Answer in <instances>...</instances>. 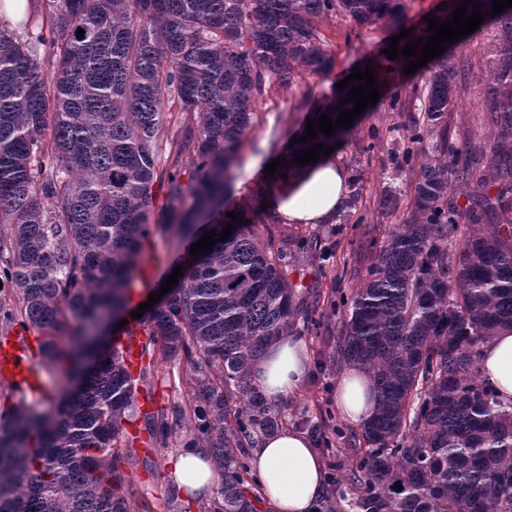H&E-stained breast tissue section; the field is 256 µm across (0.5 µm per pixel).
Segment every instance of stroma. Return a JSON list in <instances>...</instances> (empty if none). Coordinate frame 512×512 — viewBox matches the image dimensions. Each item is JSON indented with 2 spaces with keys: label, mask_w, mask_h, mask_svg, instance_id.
Returning a JSON list of instances; mask_svg holds the SVG:
<instances>
[{
  "label": "stroma",
  "mask_w": 512,
  "mask_h": 512,
  "mask_svg": "<svg viewBox=\"0 0 512 512\" xmlns=\"http://www.w3.org/2000/svg\"><path fill=\"white\" fill-rule=\"evenodd\" d=\"M442 0H404L400 25L381 20L364 25L346 15L333 16L319 25L335 57L332 70L320 76L303 75L291 86H273L259 106L255 128L246 137L240 163L225 208L243 212L251 208L263 188L265 167L288 147L290 138L355 67L382 56L391 38L401 29L422 27L423 18ZM417 79L401 75L393 80L390 98L368 113L348 134L339 155L349 177L357 178L360 200L345 222L283 224L262 214L254 231L259 241L285 254L288 282L299 308L290 330L301 338L310 356V371L296 394L279 405L281 425L305 433L313 442L324 466L326 493L338 512H359L357 490L350 483V469L361 456V427L340 415L336 407V382L342 373L333 357L339 336L340 317L352 291L363 281L377 250L403 223L412 210L411 169L402 163L403 135L420 115V102L412 93ZM483 98L479 85L462 92L448 114L449 143L462 147L469 134L486 138ZM402 192L400 208L386 213L379 200L387 180ZM189 248L187 240L155 233L144 251L142 263L156 271L153 284H137L134 299L146 298L180 265ZM156 407L167 412L172 443L163 451H149V469L139 470L129 499L130 512H165L163 503L176 497L178 512H200L195 496L176 488L174 464L193 424L187 414L193 394L190 369L185 359L156 356L147 389Z\"/></svg>",
  "instance_id": "obj_1"
}]
</instances>
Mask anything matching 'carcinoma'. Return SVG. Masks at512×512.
Instances as JSON below:
<instances>
[{"instance_id": "obj_1", "label": "carcinoma", "mask_w": 512, "mask_h": 512, "mask_svg": "<svg viewBox=\"0 0 512 512\" xmlns=\"http://www.w3.org/2000/svg\"><path fill=\"white\" fill-rule=\"evenodd\" d=\"M51 10L21 41L0 29V337L37 334L36 365L62 384L51 413L0 406V512H129L132 469L147 465L125 425L142 418L150 448L168 447L162 409L140 411L120 340L98 348L109 315L127 310L144 244L172 230L220 238L208 223L230 191L238 149L273 85L321 75L334 57L319 22L343 14L400 23L402 0H46ZM84 34H77V30ZM498 42L483 85L489 136L448 152V112L472 70L449 44L422 67L420 116L409 143L420 217L391 233L341 318L336 364L366 371L377 406L351 468L361 512H512V406L479 371L482 347L512 330V7L484 17ZM50 50L49 68L38 63ZM374 66L386 95L390 72ZM323 102L338 119L347 92ZM183 114L173 127V111ZM349 130L317 141L334 146ZM315 141V142H317ZM170 145L161 152L162 143ZM300 139L282 153L294 173ZM192 166L183 179L186 165ZM166 203L153 210L154 187ZM475 187L468 236L453 243L459 208L448 191ZM149 311L148 341L183 356L196 387L192 437L224 472L201 512H257L244 454L280 410L250 387L264 350L289 336L296 313L283 254L251 224L190 260ZM125 443V448L118 445Z\"/></svg>"}]
</instances>
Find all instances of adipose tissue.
<instances>
[{
	"instance_id": "obj_1",
	"label": "adipose tissue",
	"mask_w": 512,
	"mask_h": 512,
	"mask_svg": "<svg viewBox=\"0 0 512 512\" xmlns=\"http://www.w3.org/2000/svg\"><path fill=\"white\" fill-rule=\"evenodd\" d=\"M348 173L338 154L320 157L288 182L272 189L271 213L288 224H325L340 210L348 192ZM309 354L304 342L289 337L270 345L253 369V378L269 401L279 403L304 383ZM480 370L503 405H512V332L501 331L481 351ZM375 390L368 374L348 368L336 384V406L354 424L369 418ZM261 499L273 512H311L324 493L323 463L310 439L284 429L266 437L253 452ZM177 485L194 493L214 488L218 476L207 453L191 448L174 470Z\"/></svg>"
}]
</instances>
